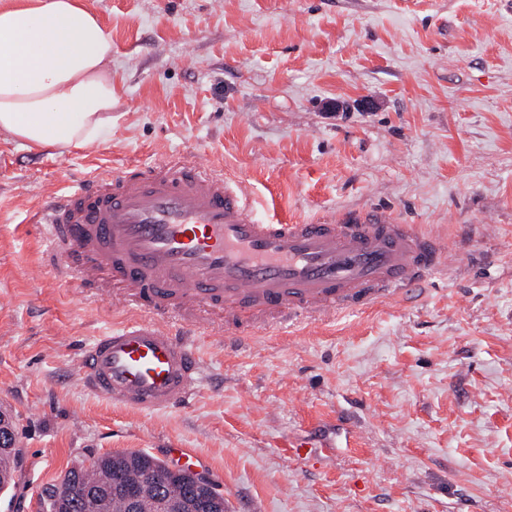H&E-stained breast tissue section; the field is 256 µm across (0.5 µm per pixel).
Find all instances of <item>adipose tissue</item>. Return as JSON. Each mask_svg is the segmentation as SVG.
<instances>
[{
  "label": "adipose tissue",
  "mask_w": 512,
  "mask_h": 512,
  "mask_svg": "<svg viewBox=\"0 0 512 512\" xmlns=\"http://www.w3.org/2000/svg\"><path fill=\"white\" fill-rule=\"evenodd\" d=\"M112 35L82 0H0V132L29 150L105 140Z\"/></svg>",
  "instance_id": "ef3b65f1"
}]
</instances>
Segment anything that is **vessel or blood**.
<instances>
[{
  "label": "vessel or blood",
  "instance_id": "obj_1",
  "mask_svg": "<svg viewBox=\"0 0 512 512\" xmlns=\"http://www.w3.org/2000/svg\"><path fill=\"white\" fill-rule=\"evenodd\" d=\"M49 265L133 310L85 343L79 379L108 402L154 413L197 390L202 365L169 321L285 326L395 301L452 263L444 239L382 210L273 224L238 180L199 156L97 174L36 214Z\"/></svg>",
  "mask_w": 512,
  "mask_h": 512
}]
</instances>
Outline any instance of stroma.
<instances>
[{
  "mask_svg": "<svg viewBox=\"0 0 512 512\" xmlns=\"http://www.w3.org/2000/svg\"><path fill=\"white\" fill-rule=\"evenodd\" d=\"M112 34V134L0 133V512L69 468L184 448L226 512H512V0H84ZM195 152L267 221L384 209L463 267L325 323L211 314L189 403L115 407L77 350L125 311L44 266L35 212L94 171ZM314 440L294 455L290 443Z\"/></svg>",
  "mask_w": 512,
  "mask_h": 512,
  "instance_id": "obj_1",
  "label": "stroma"
}]
</instances>
